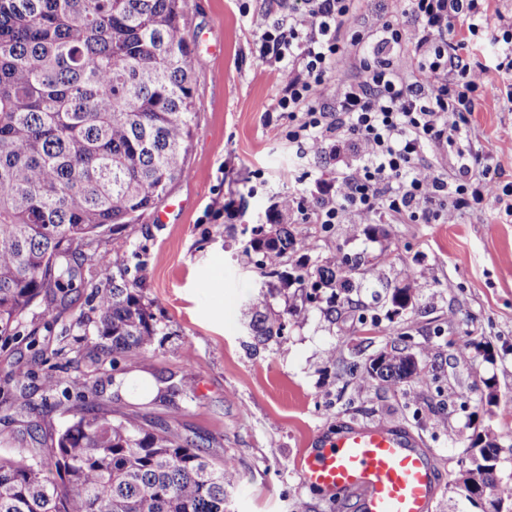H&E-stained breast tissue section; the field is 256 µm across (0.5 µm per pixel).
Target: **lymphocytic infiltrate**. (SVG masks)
I'll return each mask as SVG.
<instances>
[{"label":"lymphocytic infiltrate","instance_id":"lymphocytic-infiltrate-1","mask_svg":"<svg viewBox=\"0 0 512 512\" xmlns=\"http://www.w3.org/2000/svg\"><path fill=\"white\" fill-rule=\"evenodd\" d=\"M364 0H296L283 22L242 7L260 32V57L279 65L274 111L287 113L288 142L298 155L354 156L333 191L308 200L289 194L288 211L308 224L347 218L452 224L463 208L490 203L512 213V186L500 185L480 157L459 154L456 180L431 156L455 142L478 101L512 102V16L490 17L488 0H406L404 26L379 20L369 31L346 28ZM497 24L504 56L499 83L472 68L470 40ZM407 47L415 67H394Z\"/></svg>","mask_w":512,"mask_h":512}]
</instances>
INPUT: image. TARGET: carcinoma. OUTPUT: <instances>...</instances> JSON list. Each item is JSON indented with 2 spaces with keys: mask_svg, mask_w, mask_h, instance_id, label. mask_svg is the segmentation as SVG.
<instances>
[{
  "mask_svg": "<svg viewBox=\"0 0 512 512\" xmlns=\"http://www.w3.org/2000/svg\"><path fill=\"white\" fill-rule=\"evenodd\" d=\"M188 0H0V338L18 336L33 303L73 284L72 248L109 226L134 224L188 173L199 106L185 37ZM278 200L269 229L245 252L262 256L267 278L277 261L306 243L288 228ZM382 256L363 262L341 251L297 274L302 295L352 288ZM95 317L78 320L112 360L132 365L154 346L153 314L138 291L97 292ZM282 323L257 318L254 335L277 336ZM370 360L364 378L396 386L420 377L416 355L393 348ZM36 453L0 456V512H226L238 482L171 425L148 427L88 408ZM494 441L471 446L457 486L512 506V486L489 468Z\"/></svg>",
  "mask_w": 512,
  "mask_h": 512,
  "instance_id": "1",
  "label": "carcinoma"
}]
</instances>
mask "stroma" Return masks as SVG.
<instances>
[{"label":"stroma","instance_id":"1","mask_svg":"<svg viewBox=\"0 0 512 512\" xmlns=\"http://www.w3.org/2000/svg\"><path fill=\"white\" fill-rule=\"evenodd\" d=\"M237 0H190L186 37L200 109L188 156L190 175L170 185L165 222L145 215L79 247L81 275L56 294V321L45 330L44 300L24 317L20 336L0 342V455L29 444L22 422L40 408L43 433L58 432L82 408L131 416L155 426L176 422L204 451L231 459L238 484L228 512H356L354 499L305 488L302 453L351 425L399 422L431 452L440 483L436 512H479L456 485L480 435L500 446L497 477L512 484V218L488 207L453 224H305L291 230L307 247L289 253L282 271L310 266L336 251L365 259L386 255L380 277L411 284L414 307L394 313L362 284L337 317L325 301L304 300L297 286L261 277L244 247L278 197L311 196L335 183L342 163L329 152L300 160L283 135L288 118L268 111L282 92L275 65L259 58L258 33ZM467 139L491 157L501 183H512V105H477ZM119 251L123 269L97 264ZM135 288L153 313L155 348L133 366L98 353L96 336L74 342L73 324L92 316L96 290ZM284 324L261 342L249 323L252 300ZM412 336L424 373L386 387L350 373L398 334ZM470 348L459 356L454 344ZM148 376L152 396L128 390L130 374ZM86 386L45 399V375Z\"/></svg>","mask_w":512,"mask_h":512}]
</instances>
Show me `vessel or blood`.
Listing matches in <instances>:
<instances>
[{
    "instance_id": "1",
    "label": "vessel or blood",
    "mask_w": 512,
    "mask_h": 512,
    "mask_svg": "<svg viewBox=\"0 0 512 512\" xmlns=\"http://www.w3.org/2000/svg\"><path fill=\"white\" fill-rule=\"evenodd\" d=\"M300 478L329 495L360 491L358 512H434L439 491L426 449L396 423L342 431L301 458Z\"/></svg>"
}]
</instances>
